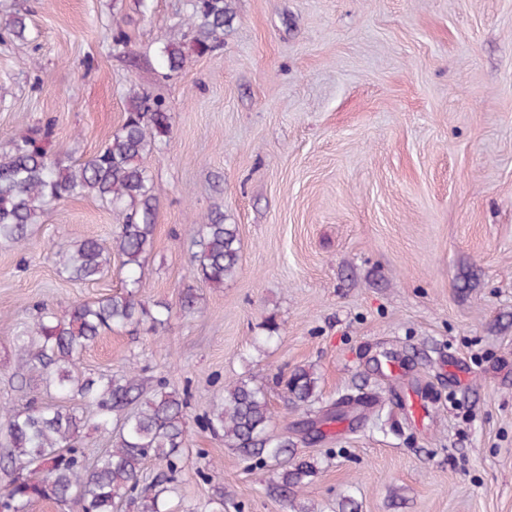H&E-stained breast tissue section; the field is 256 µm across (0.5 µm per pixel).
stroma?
I'll list each match as a JSON object with an SVG mask.
<instances>
[{
  "label": "stroma",
  "instance_id": "stroma-1",
  "mask_svg": "<svg viewBox=\"0 0 512 512\" xmlns=\"http://www.w3.org/2000/svg\"><path fill=\"white\" fill-rule=\"evenodd\" d=\"M223 49L160 60L182 41L187 0H0V152L50 127L49 148L81 162L122 124L129 96L162 97L166 142L143 163L157 189L155 243L139 296L168 304L147 326L100 337L88 373L145 368L187 391V468L171 512H290L269 475L201 429L225 382L256 376L316 472L307 512H512V0H228ZM26 16L27 40L1 25ZM129 41L114 46L115 25ZM237 225L241 260L223 287L191 262L196 215ZM118 217L70 198L25 249L0 245V406L13 338L44 303L111 295L124 275L62 274L55 254L110 240ZM195 286L194 314L180 293ZM277 324L269 333V324ZM400 362L402 380L374 368ZM318 379L311 405H286L297 368ZM367 416L312 442L301 429L339 396ZM213 464L214 484L196 467Z\"/></svg>",
  "mask_w": 512,
  "mask_h": 512
}]
</instances>
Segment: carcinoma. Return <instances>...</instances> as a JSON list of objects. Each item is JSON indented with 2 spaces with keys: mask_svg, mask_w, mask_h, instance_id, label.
<instances>
[{
  "mask_svg": "<svg viewBox=\"0 0 512 512\" xmlns=\"http://www.w3.org/2000/svg\"><path fill=\"white\" fill-rule=\"evenodd\" d=\"M231 21L227 0H190L186 24L197 54L222 49L224 28ZM4 29L25 39V17H10ZM162 53L171 70L184 63L180 42L165 43ZM170 133L164 103L135 94L121 126L80 164L52 158L48 131L40 129L17 135L0 155V244L27 247L31 226L48 206L68 197L91 196L109 206L121 224L111 242L86 238L56 253V263L70 279L92 281L111 268L115 255L126 274L121 290L77 303L61 314L44 304L36 306L33 325L13 338L32 397L22 409L0 408V473L8 478L0 487V512H28L36 500L54 501L71 512H114L116 501L137 493L142 512H168L166 493L183 468L187 392L162 378L147 390L137 371L87 375L79 360L106 333L144 323L156 332L167 323V304L151 308L140 299L138 272L153 249L156 228L155 187L141 160ZM197 223V250L192 253L196 271L200 280L221 288L238 270V227L224 223V214L217 211ZM285 389L294 407H307L317 378L298 369ZM271 419L264 389L252 376L226 384L201 426L223 432L249 469L272 468L270 491L295 508L314 465L290 456V437L269 434ZM358 420L356 407L342 399L313 422L312 438L322 440L323 428L345 422L352 426ZM87 427L108 435L111 442L94 458L78 440ZM150 461L164 464L166 470L146 485L144 469Z\"/></svg>",
  "mask_w": 512,
  "mask_h": 512,
  "instance_id": "1",
  "label": "carcinoma"
}]
</instances>
